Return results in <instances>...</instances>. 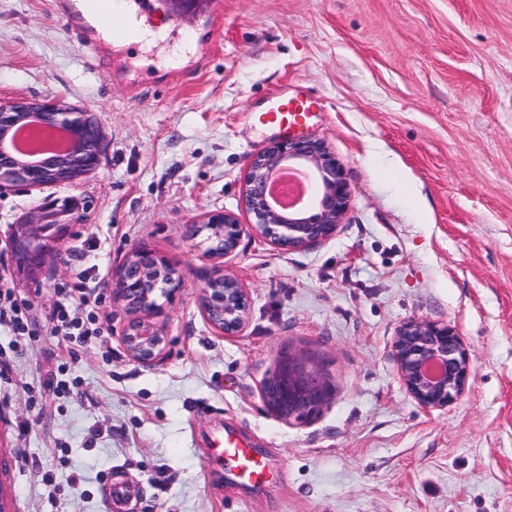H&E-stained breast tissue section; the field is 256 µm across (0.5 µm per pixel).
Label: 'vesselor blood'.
<instances>
[{"label": "vessel or blood", "mask_w": 512, "mask_h": 512, "mask_svg": "<svg viewBox=\"0 0 512 512\" xmlns=\"http://www.w3.org/2000/svg\"><path fill=\"white\" fill-rule=\"evenodd\" d=\"M86 12L74 9L70 0H55L56 13L75 31L98 68H105L118 50L153 44L159 37L154 30L149 0H86ZM312 98L280 91L257 121L286 134L308 129L312 118ZM214 453L224 467L227 482L251 490L271 483L276 473L267 458L235 433H225L215 442Z\"/></svg>", "instance_id": "1"}]
</instances>
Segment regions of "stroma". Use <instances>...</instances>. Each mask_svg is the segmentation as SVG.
Instances as JSON below:
<instances>
[{"instance_id": "35a3bbf8", "label": "stroma", "mask_w": 512, "mask_h": 512, "mask_svg": "<svg viewBox=\"0 0 512 512\" xmlns=\"http://www.w3.org/2000/svg\"><path fill=\"white\" fill-rule=\"evenodd\" d=\"M189 13L152 0L163 45L94 70L54 0H0V98L63 99L94 112L104 152L76 184L0 194V281L47 313L58 283L87 272L104 343L44 335L0 379V486L20 512H512V0H222ZM209 35L208 64L173 82L169 49ZM317 99L311 132L352 187L331 240L285 251L256 232L210 255L192 225L208 210L251 218L243 181L274 136L254 118L282 89ZM77 223L39 287L19 282L12 224L52 203ZM181 277L158 296L167 337L131 360L112 280L132 249ZM244 284L249 318L225 337L200 296ZM413 318L456 328L471 375L445 408L403 386L392 342ZM334 386L312 419L286 422L261 385L282 350ZM232 427L280 478L229 485L211 438ZM53 474L48 485L43 474Z\"/></svg>"}]
</instances>
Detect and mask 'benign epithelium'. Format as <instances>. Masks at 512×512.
Returning a JSON list of instances; mask_svg holds the SVG:
<instances>
[{"mask_svg": "<svg viewBox=\"0 0 512 512\" xmlns=\"http://www.w3.org/2000/svg\"><path fill=\"white\" fill-rule=\"evenodd\" d=\"M39 119L48 127H62L72 135L66 152L30 160L7 148L14 129ZM103 152V136L96 117L61 100H0V192L11 188L69 186L96 170ZM288 167L308 176L313 197L295 211L281 209L273 193L272 177ZM352 190L342 165L325 142L311 136L281 139L253 155L245 178L242 202L253 222L242 224L224 210L201 215L200 228L211 242L209 252L228 255L245 233L255 230L281 249L296 250L327 241L349 208ZM75 206H53L39 218L14 225L12 252L17 274L35 284L47 256L70 232ZM180 279L160 255L147 248L133 250L120 265L112 284L113 298L124 304L131 319L121 336L129 358L149 365L165 352L167 336L156 318L161 306L154 291L163 283L176 290ZM201 307L211 325L231 336L248 321V294L238 279L224 273L208 281ZM399 376L409 394L424 408H443L463 392L469 376V353L451 326L424 319L410 320L393 341ZM263 399L276 417L308 419L333 399L330 383L309 366L302 354L285 351L276 371L262 384Z\"/></svg>", "mask_w": 512, "mask_h": 512, "instance_id": "benign-epithelium-1", "label": "benign epithelium"}]
</instances>
